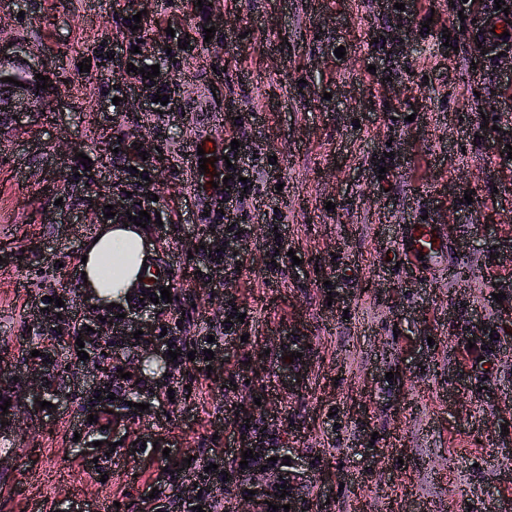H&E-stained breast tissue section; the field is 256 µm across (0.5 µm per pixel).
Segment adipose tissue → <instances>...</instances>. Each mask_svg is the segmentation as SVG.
Returning <instances> with one entry per match:
<instances>
[{
	"label": "adipose tissue",
	"instance_id": "1",
	"mask_svg": "<svg viewBox=\"0 0 512 512\" xmlns=\"http://www.w3.org/2000/svg\"><path fill=\"white\" fill-rule=\"evenodd\" d=\"M96 234L83 248L87 257L80 266L87 277L83 288L98 307L125 305L127 296L142 286L140 278L150 254L145 231L133 224H103Z\"/></svg>",
	"mask_w": 512,
	"mask_h": 512
}]
</instances>
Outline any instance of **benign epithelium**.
Wrapping results in <instances>:
<instances>
[{
	"instance_id": "benign-epithelium-1",
	"label": "benign epithelium",
	"mask_w": 512,
	"mask_h": 512,
	"mask_svg": "<svg viewBox=\"0 0 512 512\" xmlns=\"http://www.w3.org/2000/svg\"><path fill=\"white\" fill-rule=\"evenodd\" d=\"M38 70L30 68L19 78L20 85L9 84L10 93L5 103L0 105V110L13 116L20 112H41L43 107L37 102L36 84L39 79L35 78ZM89 205L96 211L106 213L104 206H114V216L106 219L108 224L130 223L126 211L128 207L124 206V200L112 195L99 194L93 190L90 192ZM253 451L257 456L252 458V465L242 471H228L229 482L245 481V488L256 491L252 500L256 503L268 504L273 502L280 506L290 505L289 512H298L294 497L287 495L283 498L278 497L282 493V476L276 469V464L269 461L271 457L280 455L281 449L269 448L262 443H253L244 446L242 451Z\"/></svg>"
}]
</instances>
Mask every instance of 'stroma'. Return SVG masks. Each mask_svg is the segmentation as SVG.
Returning <instances> with one entry per match:
<instances>
[{
	"label": "stroma",
	"mask_w": 512,
	"mask_h": 512,
	"mask_svg": "<svg viewBox=\"0 0 512 512\" xmlns=\"http://www.w3.org/2000/svg\"><path fill=\"white\" fill-rule=\"evenodd\" d=\"M403 1L0 0V43L51 84L47 113L0 127V512H184L197 463L231 468L243 439L287 449L300 512H512V41L470 39L512 0ZM155 64L169 102L144 107L127 68ZM210 143L255 159L235 210L248 246L189 159ZM147 185L173 300L132 320L190 351L234 302L245 319L211 371L144 375L132 328L72 357V318L116 322L80 287L102 222L87 192L133 210ZM424 220L447 255L388 264ZM276 223L273 266L261 227ZM42 293L64 303L57 327L31 313ZM39 347L54 364L21 378ZM103 411L105 433L76 434Z\"/></svg>",
	"instance_id": "obj_1"
}]
</instances>
